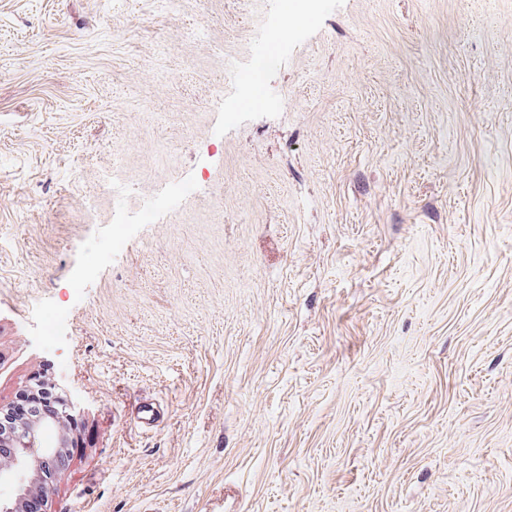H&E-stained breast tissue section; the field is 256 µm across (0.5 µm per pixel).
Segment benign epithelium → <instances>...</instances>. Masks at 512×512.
<instances>
[{
  "instance_id": "benign-epithelium-1",
  "label": "benign epithelium",
  "mask_w": 512,
  "mask_h": 512,
  "mask_svg": "<svg viewBox=\"0 0 512 512\" xmlns=\"http://www.w3.org/2000/svg\"><path fill=\"white\" fill-rule=\"evenodd\" d=\"M71 420L70 409L64 405L49 417L22 422V437L12 445L11 453L0 456V485L13 488L12 495L0 497V512H24V503L34 490L42 499H49L65 469L61 446L46 442L44 435L65 430Z\"/></svg>"
}]
</instances>
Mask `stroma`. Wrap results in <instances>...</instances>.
Returning a JSON list of instances; mask_svg holds the SVG:
<instances>
[{"label":"stroma","instance_id":"obj_1","mask_svg":"<svg viewBox=\"0 0 512 512\" xmlns=\"http://www.w3.org/2000/svg\"><path fill=\"white\" fill-rule=\"evenodd\" d=\"M494 2L315 0L256 80L302 0H0V410L44 373L78 443L45 512H512ZM309 21L310 16L305 12H288V10L281 12L275 27V34L277 35L276 50L288 41V36L307 25Z\"/></svg>","mask_w":512,"mask_h":512}]
</instances>
